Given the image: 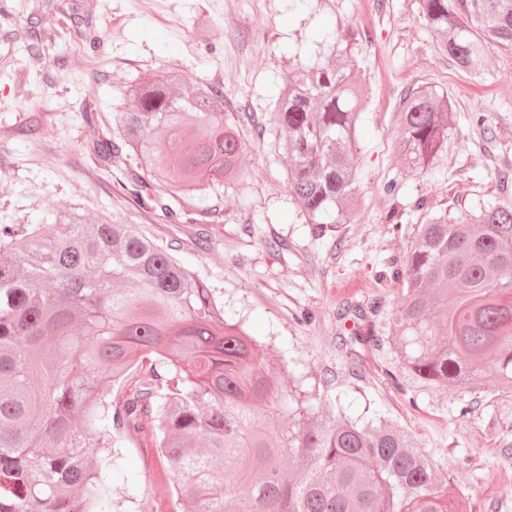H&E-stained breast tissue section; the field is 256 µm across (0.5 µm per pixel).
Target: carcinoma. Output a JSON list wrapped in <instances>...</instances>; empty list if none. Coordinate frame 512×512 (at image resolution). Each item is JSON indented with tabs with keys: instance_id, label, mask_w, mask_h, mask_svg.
<instances>
[{
	"instance_id": "1",
	"label": "carcinoma",
	"mask_w": 512,
	"mask_h": 512,
	"mask_svg": "<svg viewBox=\"0 0 512 512\" xmlns=\"http://www.w3.org/2000/svg\"><path fill=\"white\" fill-rule=\"evenodd\" d=\"M420 14L462 71L489 45L512 54V0H420ZM366 99L335 46L286 77L272 114L288 193L318 239L358 205ZM114 120L136 159L124 191L175 223L219 217L245 150L223 91L161 73L129 85ZM395 122L401 165L423 170L448 144L452 101L418 87ZM392 275L407 284L392 341L410 387L477 385L489 361L512 383V206L427 215ZM225 306L224 289L131 224H0V512H127L136 499L111 466L135 437L167 458L187 512H464L410 434L320 411L309 376L255 359L246 317ZM337 319L353 323L341 344L377 342L364 307Z\"/></svg>"
}]
</instances>
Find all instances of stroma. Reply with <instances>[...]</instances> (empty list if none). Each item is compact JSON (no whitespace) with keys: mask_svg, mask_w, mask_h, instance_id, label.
<instances>
[{"mask_svg":"<svg viewBox=\"0 0 512 512\" xmlns=\"http://www.w3.org/2000/svg\"><path fill=\"white\" fill-rule=\"evenodd\" d=\"M43 22L32 27V14ZM350 50L353 78L368 103L357 130L355 161L361 205L337 225V239H314L298 202L290 200L286 158L266 129L277 85L296 64ZM173 70L212 83L228 70V122L246 143L240 192L226 196L219 221L174 224L146 210L119 186L133 158L105 159L93 144L117 141L113 114L131 81ZM448 92L457 131L427 170L397 162L394 113L408 90ZM484 114L487 131L471 117ZM512 55L487 49L464 72L436 50L419 0H0V224H37L60 210L89 222L136 225L181 262L199 270L251 308L258 340L276 338L291 368L307 373L328 399L352 411L370 408L409 432L448 479L468 494L470 512H512V386L485 376L481 386L401 391L391 383L401 361L390 321L402 282L380 279L404 260L426 209L474 214L491 200L512 204ZM399 196L384 192L388 179ZM398 210L396 232L383 222ZM275 239L279 251L264 248ZM349 303L374 306V346L348 357L336 341V314ZM308 311L313 320L298 323ZM115 485L136 483L139 512H183L174 473L148 441L128 443L114 465Z\"/></svg>","mask_w":512,"mask_h":512,"instance_id":"stroma-1","label":"stroma"}]
</instances>
